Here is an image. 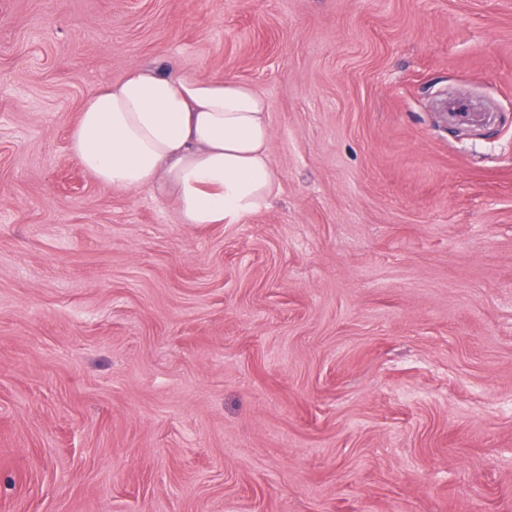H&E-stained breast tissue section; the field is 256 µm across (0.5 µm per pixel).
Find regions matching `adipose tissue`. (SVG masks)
Wrapping results in <instances>:
<instances>
[{"instance_id":"1","label":"adipose tissue","mask_w":512,"mask_h":512,"mask_svg":"<svg viewBox=\"0 0 512 512\" xmlns=\"http://www.w3.org/2000/svg\"><path fill=\"white\" fill-rule=\"evenodd\" d=\"M269 106L250 85L135 65L83 104L70 151L103 187L172 199L185 224H231L277 181Z\"/></svg>"}]
</instances>
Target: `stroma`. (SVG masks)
I'll list each match as a JSON object with an SVG mask.
<instances>
[{
    "label": "stroma",
    "mask_w": 512,
    "mask_h": 512,
    "mask_svg": "<svg viewBox=\"0 0 512 512\" xmlns=\"http://www.w3.org/2000/svg\"><path fill=\"white\" fill-rule=\"evenodd\" d=\"M150 63L266 98L269 207L81 167ZM0 512H512V0H0Z\"/></svg>",
    "instance_id": "1"
}]
</instances>
